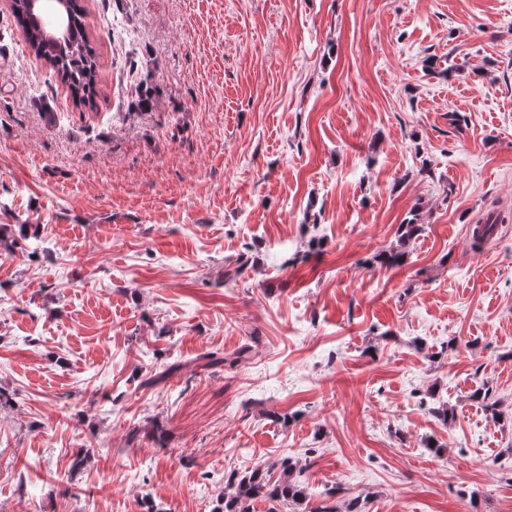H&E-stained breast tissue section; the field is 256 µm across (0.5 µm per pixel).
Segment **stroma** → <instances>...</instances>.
I'll list each match as a JSON object with an SVG mask.
<instances>
[{
  "instance_id": "1",
  "label": "stroma",
  "mask_w": 512,
  "mask_h": 512,
  "mask_svg": "<svg viewBox=\"0 0 512 512\" xmlns=\"http://www.w3.org/2000/svg\"><path fill=\"white\" fill-rule=\"evenodd\" d=\"M82 5L90 107L0 0V224L39 227L0 251V512H214L286 456L339 510L512 512V0Z\"/></svg>"
}]
</instances>
